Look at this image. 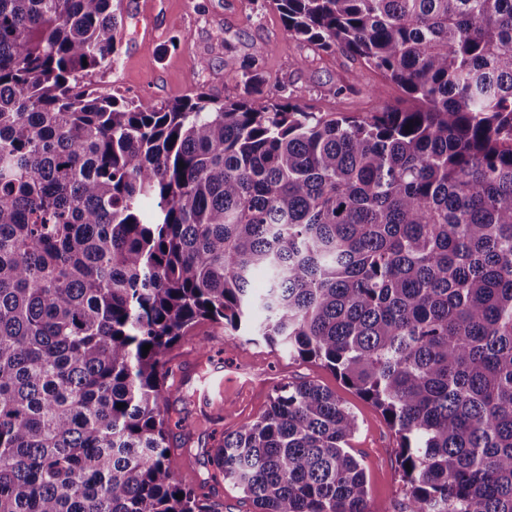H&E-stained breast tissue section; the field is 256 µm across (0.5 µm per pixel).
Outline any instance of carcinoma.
Segmentation results:
<instances>
[{"mask_svg": "<svg viewBox=\"0 0 512 512\" xmlns=\"http://www.w3.org/2000/svg\"><path fill=\"white\" fill-rule=\"evenodd\" d=\"M271 2L409 105L96 92L112 0H0V512H217L168 454L164 354L203 320L379 408L401 512H512V0ZM357 428L280 383L212 478L258 512H367Z\"/></svg>", "mask_w": 512, "mask_h": 512, "instance_id": "obj_1", "label": "carcinoma"}]
</instances>
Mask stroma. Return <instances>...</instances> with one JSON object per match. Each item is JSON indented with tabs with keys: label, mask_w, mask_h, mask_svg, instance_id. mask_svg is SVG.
<instances>
[{
	"label": "stroma",
	"mask_w": 512,
	"mask_h": 512,
	"mask_svg": "<svg viewBox=\"0 0 512 512\" xmlns=\"http://www.w3.org/2000/svg\"><path fill=\"white\" fill-rule=\"evenodd\" d=\"M121 10L119 60L92 77L102 92L158 104L202 92L219 102L246 97L258 107L284 88L295 104L330 118L363 117L381 105L403 103L399 89L347 53L325 52L289 35L269 0H121ZM257 45L268 48L258 60L265 83L262 93L251 95L240 62ZM165 367L176 475L217 512H253V507L231 483L211 479L205 449L258 417L276 383L300 380L336 392L356 415L358 430L349 448L366 470L368 512H400L403 482L394 431L380 409L321 362L290 358L265 342L246 341L203 321L169 348ZM218 379L224 382L220 407L204 397Z\"/></svg>",
	"instance_id": "1"
}]
</instances>
